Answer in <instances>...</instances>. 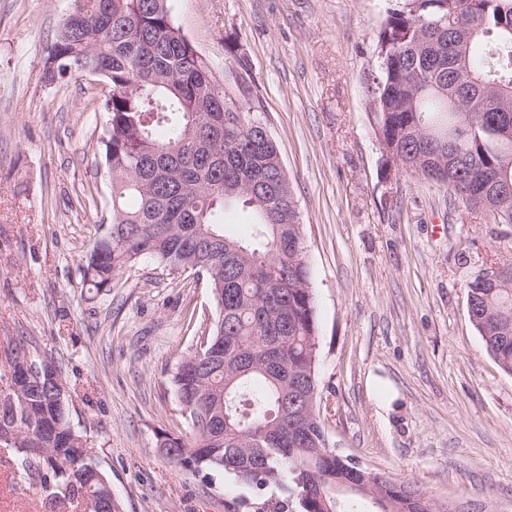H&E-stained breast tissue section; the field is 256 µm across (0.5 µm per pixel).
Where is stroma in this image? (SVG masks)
<instances>
[{"instance_id": "1", "label": "stroma", "mask_w": 512, "mask_h": 512, "mask_svg": "<svg viewBox=\"0 0 512 512\" xmlns=\"http://www.w3.org/2000/svg\"><path fill=\"white\" fill-rule=\"evenodd\" d=\"M228 95L277 143L312 269L330 443L448 512H512V374L472 325L466 288L512 262V224L460 220L445 186L391 169L367 86L386 0H172ZM70 0H0V347L23 338L62 368L72 420L120 512H227L232 478L176 467L171 383L217 317L204 279L149 260L112 290L81 259L111 222L97 76L46 85ZM0 512H44L0 461Z\"/></svg>"}]
</instances>
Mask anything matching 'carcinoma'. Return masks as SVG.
Returning a JSON list of instances; mask_svg holds the SVG:
<instances>
[{"mask_svg":"<svg viewBox=\"0 0 512 512\" xmlns=\"http://www.w3.org/2000/svg\"><path fill=\"white\" fill-rule=\"evenodd\" d=\"M170 0H71L43 62L46 84L98 71L110 87L105 176L112 222L86 253L98 293L142 259L207 279L218 317L199 357L172 385L188 423L163 433L172 462L206 478L230 476L247 495L228 512H406L410 487L381 498L342 491L365 467L325 450L319 339L303 224L273 138L249 103L226 97L210 63L172 19ZM394 0L377 35L370 86L377 137L398 169L448 188L460 214L512 224V0ZM240 206L250 232L226 228ZM469 316L486 351L512 374V277L467 284ZM39 353L21 338L0 362V447L34 478L45 512H112L106 473L83 448L71 399L46 384L18 392L17 360Z\"/></svg>","mask_w":512,"mask_h":512,"instance_id":"cac0c4a2","label":"carcinoma"}]
</instances>
